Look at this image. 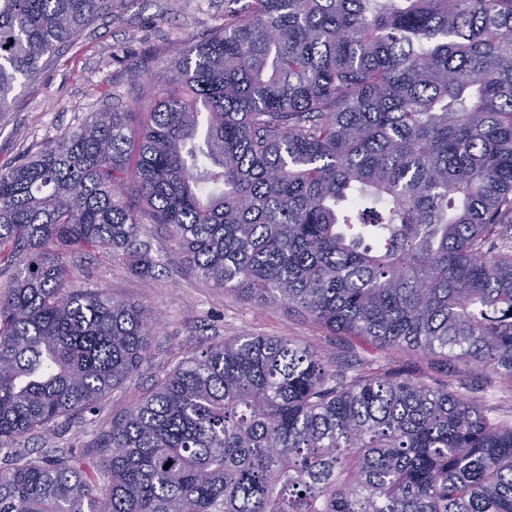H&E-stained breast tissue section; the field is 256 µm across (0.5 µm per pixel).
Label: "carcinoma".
<instances>
[{"label": "carcinoma", "mask_w": 512, "mask_h": 512, "mask_svg": "<svg viewBox=\"0 0 512 512\" xmlns=\"http://www.w3.org/2000/svg\"><path fill=\"white\" fill-rule=\"evenodd\" d=\"M110 5L0 0V115ZM152 97L137 130L98 112L0 169V448L149 356L142 308L66 262L152 269L145 218L201 279L436 375L228 336L112 420L100 462L11 455L0 512H512V418L448 392L456 363L512 390V0H250Z\"/></svg>", "instance_id": "carcinoma-1"}]
</instances>
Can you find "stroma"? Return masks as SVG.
<instances>
[{"label": "stroma", "instance_id": "35a3bbf8", "mask_svg": "<svg viewBox=\"0 0 512 512\" xmlns=\"http://www.w3.org/2000/svg\"><path fill=\"white\" fill-rule=\"evenodd\" d=\"M246 3L112 0L111 9L101 11L58 53L44 57L37 77L17 87L11 111L0 116V168L18 165L95 113L151 107L150 89L170 77L180 49L205 39L223 26L225 13ZM141 238L149 243L155 262L146 277L90 248L72 251L67 262L77 286L103 287L113 298L144 308L154 324L148 358L94 411L61 419L45 435L22 438L18 452L72 447L99 457L102 430L151 390L157 377L211 343L242 333L286 335L339 363L375 358L416 375L433 373L429 361L410 350L385 352L317 329L285 304L204 283L164 225H144Z\"/></svg>", "mask_w": 512, "mask_h": 512}]
</instances>
